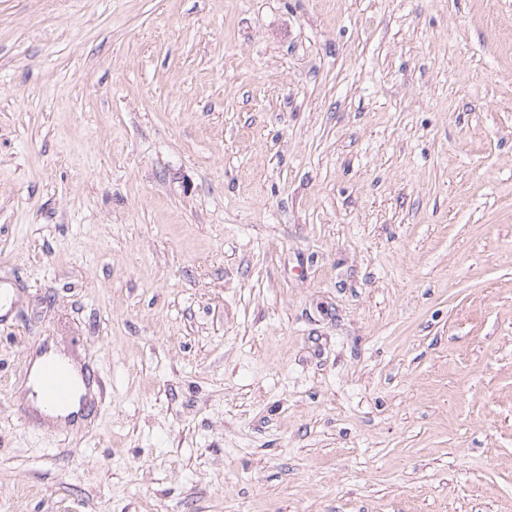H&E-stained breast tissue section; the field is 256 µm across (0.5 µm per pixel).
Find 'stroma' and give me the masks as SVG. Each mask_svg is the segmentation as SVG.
I'll list each match as a JSON object with an SVG mask.
<instances>
[{
  "label": "stroma",
  "mask_w": 512,
  "mask_h": 512,
  "mask_svg": "<svg viewBox=\"0 0 512 512\" xmlns=\"http://www.w3.org/2000/svg\"><path fill=\"white\" fill-rule=\"evenodd\" d=\"M1 278L0 512H512V0H0ZM33 381L44 407L49 412H56L71 405L77 395V382L73 375L49 355H45Z\"/></svg>",
  "instance_id": "obj_1"
}]
</instances>
